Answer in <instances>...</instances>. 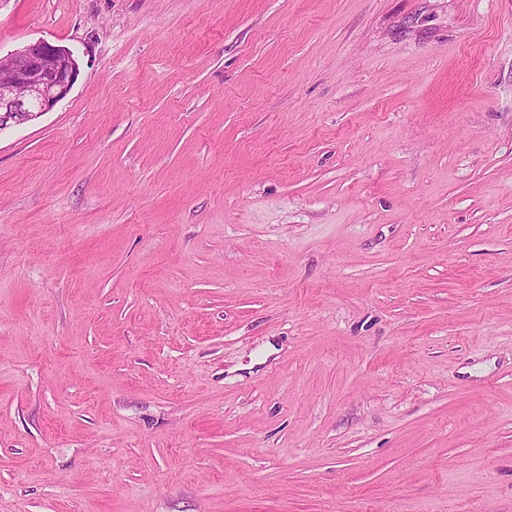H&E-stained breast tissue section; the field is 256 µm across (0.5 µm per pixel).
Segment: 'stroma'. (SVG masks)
Segmentation results:
<instances>
[{"instance_id":"stroma-1","label":"stroma","mask_w":512,"mask_h":512,"mask_svg":"<svg viewBox=\"0 0 512 512\" xmlns=\"http://www.w3.org/2000/svg\"><path fill=\"white\" fill-rule=\"evenodd\" d=\"M42 39L0 512H512V0H0Z\"/></svg>"}]
</instances>
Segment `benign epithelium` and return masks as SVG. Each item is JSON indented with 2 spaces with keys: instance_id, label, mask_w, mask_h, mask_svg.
<instances>
[{
  "instance_id": "benign-epithelium-1",
  "label": "benign epithelium",
  "mask_w": 512,
  "mask_h": 512,
  "mask_svg": "<svg viewBox=\"0 0 512 512\" xmlns=\"http://www.w3.org/2000/svg\"><path fill=\"white\" fill-rule=\"evenodd\" d=\"M78 71L70 50L46 40L0 56V132L52 110L71 90Z\"/></svg>"
}]
</instances>
